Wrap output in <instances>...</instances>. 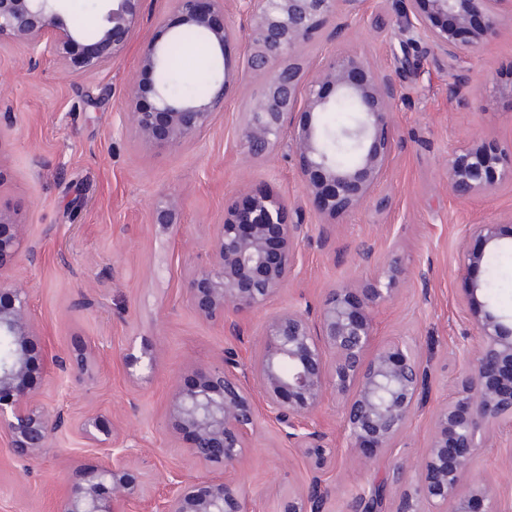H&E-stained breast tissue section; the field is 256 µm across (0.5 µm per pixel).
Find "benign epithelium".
Wrapping results in <instances>:
<instances>
[{
    "mask_svg": "<svg viewBox=\"0 0 512 512\" xmlns=\"http://www.w3.org/2000/svg\"><path fill=\"white\" fill-rule=\"evenodd\" d=\"M66 0H0V45H24L30 60L52 56L71 76H83L122 58L140 18L141 0H102L97 28L83 34L63 18ZM247 33L240 71L216 72L202 97L177 100L163 78L165 45L153 44L139 61L130 85L127 117L136 140L145 145L179 146L207 130L224 109L231 82L261 75L262 88L249 103L238 128L239 143L257 159L270 158L288 142L299 159L303 191L328 220L374 204L388 205L377 194L399 141L393 112L404 100L402 87L389 74L373 68L355 51L341 48L358 0H238ZM181 23L198 32L219 58L237 38L224 22V0H174ZM512 22V0H411L396 20L454 60L467 49L496 38L504 21ZM323 40L329 50L311 73L301 61L303 48ZM454 96H467L469 78L450 72ZM342 99L357 108L356 124L339 133L352 143L354 158L338 164L328 154V130L322 116ZM308 114L299 124L296 116ZM512 182V161L495 145L478 137L448 156V189L460 201L492 193ZM181 201L166 196L155 209V223L173 224ZM290 205L265 192L224 208L215 225L204 265L193 269L186 299L205 320L221 321L232 335L240 317L259 311L285 288L299 262L306 224L300 214L287 220ZM469 234L481 249L467 252V268L485 264L500 247V224H472ZM22 243L20 224L0 211V336L10 341L0 361V436L14 458L27 466L51 447L63 410L37 405L33 373L44 360L28 291L13 275ZM401 272L388 268L366 281L331 289L314 312L289 308L270 315L263 343L244 361L224 350L222 367L199 381L171 388L170 410L177 432L188 438L187 452L197 462L226 472L236 469L257 430L259 410L278 426L291 448L313 462L304 495L283 504V512H327L333 487L327 480L330 461L326 435L314 419L328 392L342 400L343 426L349 451L365 457L388 454L408 422L421 408L426 370L409 342H375L372 313L395 292ZM475 283L468 290L471 327L479 343L454 401L434 414L423 459V476L401 492L400 510L409 512L415 499L431 512H507L509 500L487 482L469 480L474 463L505 419H512V316L490 310L479 300ZM61 371L84 370L83 354L56 356ZM125 372L145 365L156 369L152 349L122 353ZM259 389L257 406L251 385ZM81 430L104 463L78 470L67 480L60 512H132L141 497V481L128 469L129 450L111 438L98 418L88 415ZM112 484V497L103 496ZM246 489L222 476H173L170 491L156 512H246Z\"/></svg>",
    "mask_w": 512,
    "mask_h": 512,
    "instance_id": "1",
    "label": "benign epithelium"
}]
</instances>
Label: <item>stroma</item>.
I'll return each mask as SVG.
<instances>
[{
	"label": "stroma",
	"mask_w": 512,
	"mask_h": 512,
	"mask_svg": "<svg viewBox=\"0 0 512 512\" xmlns=\"http://www.w3.org/2000/svg\"><path fill=\"white\" fill-rule=\"evenodd\" d=\"M409 6V0H363L345 31L344 46L391 73L408 99L394 114L400 147L378 190L388 206L370 204L338 218L327 239L288 146L267 161L247 157L240 147L242 112L262 78L236 81L212 126L182 145L145 146L122 128L119 111L142 51L178 30L173 0H143L126 55L98 73L72 77L51 58L34 62L23 46H0V210L23 226L24 247L13 272L28 291L47 355L39 400L64 411L51 448L27 474H19L0 439V512H56L64 481L98 462L79 431L89 414L133 446L129 468L145 482L134 512H154L170 475L207 476L187 454L169 414L170 379L187 382L198 370L221 366L228 347L253 354L268 315L292 306L317 308L329 289L369 274L359 258L366 247L376 264L392 260L402 272L395 296L374 312L376 340L416 343L430 369L426 403L394 453L371 460L347 450L335 395L326 396L315 419L334 462L329 512H351L359 493L383 482L390 486L383 512H397L393 463L406 459L404 484L418 481L433 414L454 398L477 345L464 296L486 273L464 267L469 225L500 224L505 249L499 286L488 300L512 314V185L462 202L450 195L446 171L449 154L474 133L512 153V84L506 78L512 24L453 64L474 92L457 98L448 91L447 56L395 26ZM257 189L302 208L308 237L288 286L263 310L242 318L241 334L232 336L188 306L184 283L203 263L225 206ZM166 195L185 202L172 229L153 220L155 204ZM145 344L157 353V370L129 378L119 356ZM81 350L88 363L79 375L63 374L51 361ZM309 476L307 457L265 417L229 474L247 488L249 512H278L284 500L302 494ZM471 476L512 492V423L501 427L497 445L479 458Z\"/></svg>",
	"instance_id": "1"
}]
</instances>
